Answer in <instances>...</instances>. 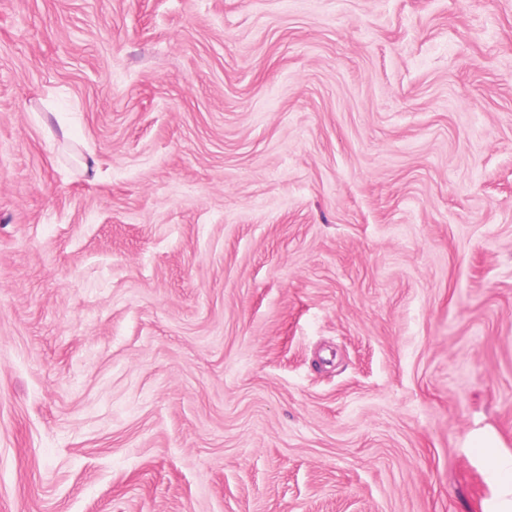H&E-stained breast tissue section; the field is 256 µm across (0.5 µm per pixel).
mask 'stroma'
Here are the masks:
<instances>
[{
  "label": "stroma",
  "instance_id": "obj_1",
  "mask_svg": "<svg viewBox=\"0 0 512 512\" xmlns=\"http://www.w3.org/2000/svg\"><path fill=\"white\" fill-rule=\"evenodd\" d=\"M501 456L512 0H0V512H497Z\"/></svg>",
  "mask_w": 512,
  "mask_h": 512
}]
</instances>
